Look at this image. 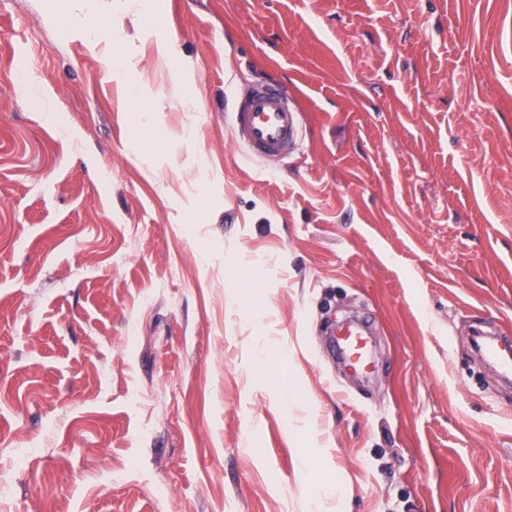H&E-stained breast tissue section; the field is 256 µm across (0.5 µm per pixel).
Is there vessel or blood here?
<instances>
[{"label":"vessel or blood","instance_id":"b4317fda","mask_svg":"<svg viewBox=\"0 0 512 512\" xmlns=\"http://www.w3.org/2000/svg\"><path fill=\"white\" fill-rule=\"evenodd\" d=\"M232 139L243 144L251 157H289L299 138V112L287 91L259 82L237 100L231 114ZM336 346L348 367L358 374L368 372L372 361L362 324L351 322L336 334ZM485 354L512 375V338L498 337L484 348Z\"/></svg>","mask_w":512,"mask_h":512}]
</instances>
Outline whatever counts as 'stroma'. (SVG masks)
Segmentation results:
<instances>
[{
    "instance_id": "1",
    "label": "stroma",
    "mask_w": 512,
    "mask_h": 512,
    "mask_svg": "<svg viewBox=\"0 0 512 512\" xmlns=\"http://www.w3.org/2000/svg\"><path fill=\"white\" fill-rule=\"evenodd\" d=\"M144 3L93 51L0 0V512H512V0ZM258 81L288 158L232 140ZM232 139L252 158H288L297 150L299 111L288 91L272 83H254L231 112ZM365 328L357 322L341 327L336 334V346L341 357L357 374H367L372 361L365 339ZM511 336H500L489 342L484 353L498 363L505 374L512 375Z\"/></svg>"
}]
</instances>
